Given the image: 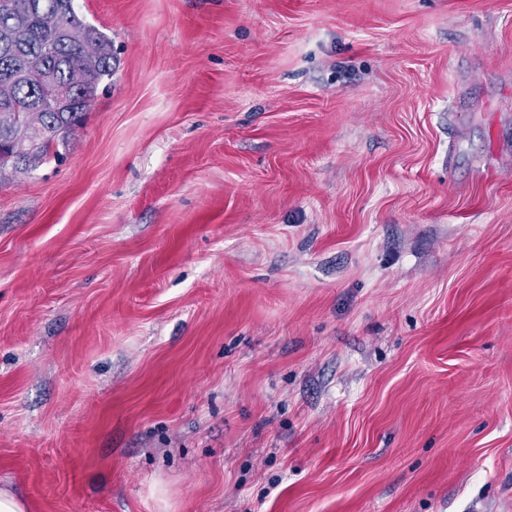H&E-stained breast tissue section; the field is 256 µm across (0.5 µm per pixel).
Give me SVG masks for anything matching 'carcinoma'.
<instances>
[{"label": "carcinoma", "instance_id": "1", "mask_svg": "<svg viewBox=\"0 0 512 512\" xmlns=\"http://www.w3.org/2000/svg\"><path fill=\"white\" fill-rule=\"evenodd\" d=\"M22 13L25 21L14 27V15ZM46 14H53L60 27L50 29L43 23ZM80 28L86 33L83 44L70 43L61 35L62 28ZM97 56L98 63L88 74L83 89L67 99H45L44 129L28 133L23 122L24 110L44 93L31 83L18 82L0 89V105L18 109L5 142H0V171L7 165L35 169L50 155H58V147L66 146L71 132L81 124L85 110L91 105L98 86L112 78L115 57L112 39L90 25L78 14L74 0H0V70L10 67L48 66L57 79L63 80L80 63L86 53Z\"/></svg>", "mask_w": 512, "mask_h": 512}]
</instances>
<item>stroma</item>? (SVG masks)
I'll list each match as a JSON object with an SVG mask.
<instances>
[{
    "instance_id": "1",
    "label": "stroma",
    "mask_w": 512,
    "mask_h": 512,
    "mask_svg": "<svg viewBox=\"0 0 512 512\" xmlns=\"http://www.w3.org/2000/svg\"><path fill=\"white\" fill-rule=\"evenodd\" d=\"M118 66L0 173L30 512H512V0H75Z\"/></svg>"
}]
</instances>
